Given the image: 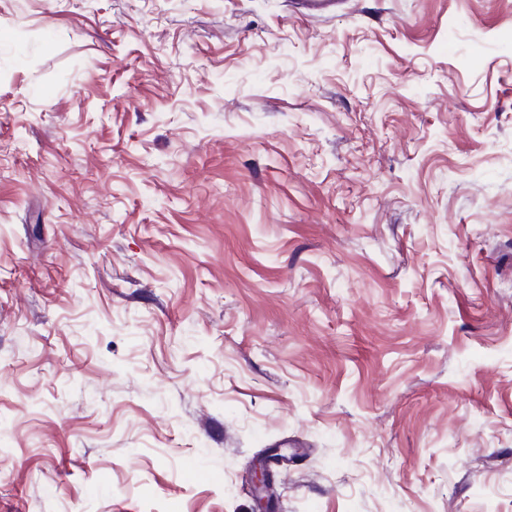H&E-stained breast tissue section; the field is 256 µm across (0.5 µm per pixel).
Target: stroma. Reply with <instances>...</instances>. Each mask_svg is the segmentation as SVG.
Wrapping results in <instances>:
<instances>
[{"instance_id":"stroma-1","label":"stroma","mask_w":512,"mask_h":512,"mask_svg":"<svg viewBox=\"0 0 512 512\" xmlns=\"http://www.w3.org/2000/svg\"><path fill=\"white\" fill-rule=\"evenodd\" d=\"M512 512V0H0V512ZM258 492L257 510L255 512H270L269 501L265 493L270 490L273 484V475L266 466H259L253 470L252 478Z\"/></svg>"}]
</instances>
